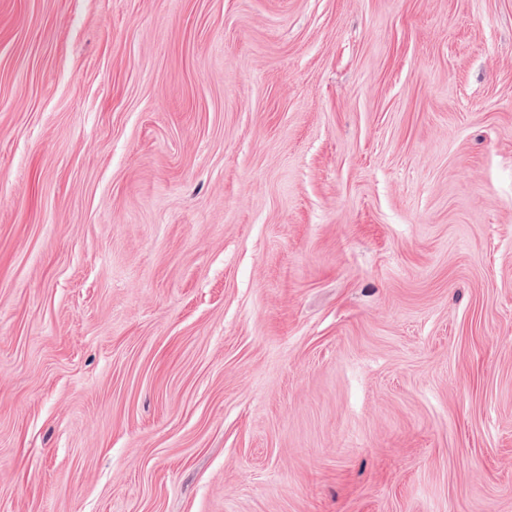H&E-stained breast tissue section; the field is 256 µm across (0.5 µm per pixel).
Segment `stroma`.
Segmentation results:
<instances>
[{
    "instance_id": "1",
    "label": "stroma",
    "mask_w": 512,
    "mask_h": 512,
    "mask_svg": "<svg viewBox=\"0 0 512 512\" xmlns=\"http://www.w3.org/2000/svg\"><path fill=\"white\" fill-rule=\"evenodd\" d=\"M0 512H512V0H0Z\"/></svg>"
}]
</instances>
